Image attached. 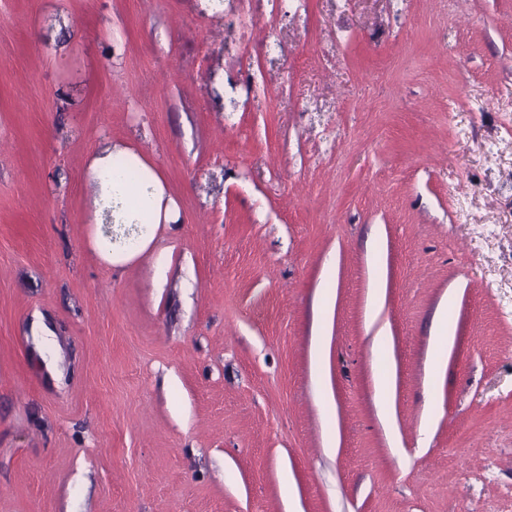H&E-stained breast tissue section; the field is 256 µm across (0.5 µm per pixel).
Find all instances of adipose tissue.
<instances>
[{
	"label": "adipose tissue",
	"instance_id": "ef3b65f1",
	"mask_svg": "<svg viewBox=\"0 0 512 512\" xmlns=\"http://www.w3.org/2000/svg\"><path fill=\"white\" fill-rule=\"evenodd\" d=\"M88 178L95 188L91 244L108 266L128 264L151 245L160 225L178 221L161 173L131 148L94 154Z\"/></svg>",
	"mask_w": 512,
	"mask_h": 512
}]
</instances>
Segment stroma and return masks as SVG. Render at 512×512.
<instances>
[{
	"label": "stroma",
	"instance_id": "stroma-1",
	"mask_svg": "<svg viewBox=\"0 0 512 512\" xmlns=\"http://www.w3.org/2000/svg\"><path fill=\"white\" fill-rule=\"evenodd\" d=\"M212 4L0 0V512H512V0ZM88 178L95 188L91 244L109 267L128 264L151 245L161 224L178 222L161 173L131 148L113 145L94 154ZM107 210L113 224L105 227Z\"/></svg>",
	"mask_w": 512,
	"mask_h": 512
}]
</instances>
